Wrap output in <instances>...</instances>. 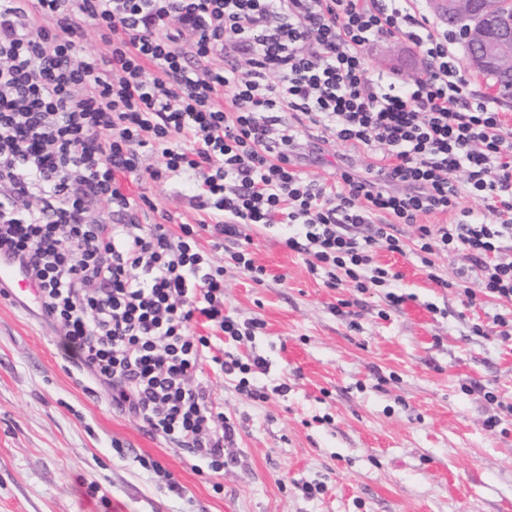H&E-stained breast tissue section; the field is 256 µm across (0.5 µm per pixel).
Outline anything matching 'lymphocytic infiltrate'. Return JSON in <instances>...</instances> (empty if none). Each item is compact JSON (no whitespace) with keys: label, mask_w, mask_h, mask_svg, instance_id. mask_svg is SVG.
Returning a JSON list of instances; mask_svg holds the SVG:
<instances>
[{"label":"lymphocytic infiltrate","mask_w":512,"mask_h":512,"mask_svg":"<svg viewBox=\"0 0 512 512\" xmlns=\"http://www.w3.org/2000/svg\"><path fill=\"white\" fill-rule=\"evenodd\" d=\"M30 2L0 0V255L24 262L40 316L113 407L209 471L229 465L235 435L211 377L261 400L252 378L266 362L224 355L225 338L263 323L225 315L224 268L201 231L286 225L312 274L363 292L396 280L373 249L404 253L399 227L413 224L424 268L437 250L465 256L469 305L512 301V127L417 0ZM89 26L104 49L83 56ZM396 35L426 58L422 76L370 67L368 47ZM311 128L372 163L308 177ZM147 153L160 167L143 169ZM143 170L191 174L212 224H139L121 178ZM456 211L455 223L421 221Z\"/></svg>","instance_id":"f902f5d3"}]
</instances>
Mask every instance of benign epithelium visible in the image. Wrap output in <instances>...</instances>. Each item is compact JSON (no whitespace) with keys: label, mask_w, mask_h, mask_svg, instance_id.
<instances>
[{"label":"benign epithelium","mask_w":512,"mask_h":512,"mask_svg":"<svg viewBox=\"0 0 512 512\" xmlns=\"http://www.w3.org/2000/svg\"><path fill=\"white\" fill-rule=\"evenodd\" d=\"M451 26L467 31V55L477 74L512 75V0H432Z\"/></svg>","instance_id":"7a95c632"}]
</instances>
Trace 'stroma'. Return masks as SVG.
<instances>
[{
  "label": "stroma",
  "mask_w": 512,
  "mask_h": 512,
  "mask_svg": "<svg viewBox=\"0 0 512 512\" xmlns=\"http://www.w3.org/2000/svg\"><path fill=\"white\" fill-rule=\"evenodd\" d=\"M367 58L405 78L425 69L400 35L371 45ZM344 158L371 162L362 148L325 141L304 170L329 180ZM123 184L152 203L141 224L165 213L178 224L212 218L187 177L155 181L146 171ZM286 232L251 226L245 246L266 270L259 284L226 262L238 240L216 249L209 234L198 239L224 266L225 312L264 323L252 340H225V351L268 361L255 378L265 400L230 379L212 382L236 432L225 448L236 462L218 474L91 391L34 303L0 296V512H512V341L495 323L512 318V302L472 307L461 289L437 286L465 267L460 254H435L432 281L416 256L379 249L375 262L400 274L390 289L330 288L284 246ZM391 291L404 295L400 306ZM473 382L497 401L469 391ZM143 456L170 471L182 495L158 484ZM92 483L101 495L89 494ZM316 485L320 494L308 495Z\"/></svg>",
  "instance_id": "35a3bbf8"
}]
</instances>
